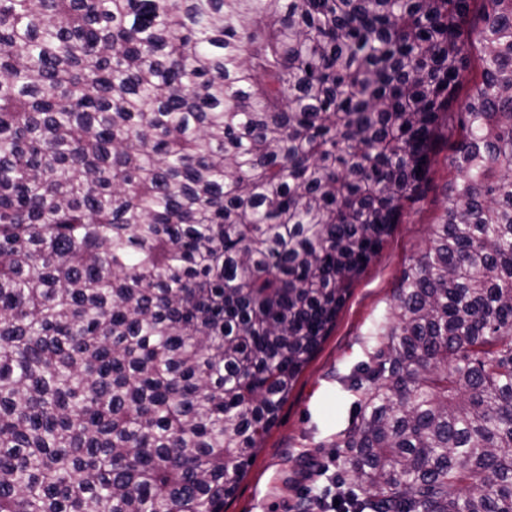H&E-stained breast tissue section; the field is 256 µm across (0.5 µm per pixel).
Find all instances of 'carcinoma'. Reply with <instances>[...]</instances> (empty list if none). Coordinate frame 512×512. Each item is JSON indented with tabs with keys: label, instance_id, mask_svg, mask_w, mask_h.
<instances>
[{
	"label": "carcinoma",
	"instance_id": "obj_1",
	"mask_svg": "<svg viewBox=\"0 0 512 512\" xmlns=\"http://www.w3.org/2000/svg\"><path fill=\"white\" fill-rule=\"evenodd\" d=\"M445 122L325 512H512V0H0V512H224ZM468 48L472 61V71L465 77L463 80L462 86L457 94V106H463L468 100L470 95L473 93L474 81L479 80L480 72H481V62H480V54L481 47L476 39L475 32L470 34L468 40Z\"/></svg>",
	"mask_w": 512,
	"mask_h": 512
}]
</instances>
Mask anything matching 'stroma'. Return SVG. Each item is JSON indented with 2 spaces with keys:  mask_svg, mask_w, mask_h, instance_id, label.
Segmentation results:
<instances>
[{
  "mask_svg": "<svg viewBox=\"0 0 512 512\" xmlns=\"http://www.w3.org/2000/svg\"><path fill=\"white\" fill-rule=\"evenodd\" d=\"M461 136L457 126L441 127L419 196L405 204L399 223L352 285L330 335L294 383L224 512H309L314 494L347 467L335 445L356 417L353 384L379 347L375 331L392 315L404 270L444 215L448 190L458 179L452 147Z\"/></svg>",
  "mask_w": 512,
  "mask_h": 512,
  "instance_id": "35a3bbf8",
  "label": "stroma"
}]
</instances>
